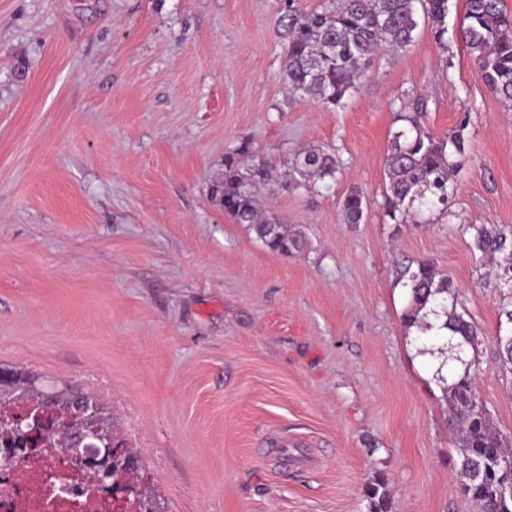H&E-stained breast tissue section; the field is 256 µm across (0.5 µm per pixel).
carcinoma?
I'll return each instance as SVG.
<instances>
[{
  "instance_id": "cac0c4a2",
  "label": "carcinoma",
  "mask_w": 512,
  "mask_h": 512,
  "mask_svg": "<svg viewBox=\"0 0 512 512\" xmlns=\"http://www.w3.org/2000/svg\"><path fill=\"white\" fill-rule=\"evenodd\" d=\"M462 39L473 57L479 79L504 103L512 104V17L504 12L502 0H465ZM431 26L435 41L444 43L448 0H329V6L305 12L288 5L279 19L285 55L288 92L301 94L326 107H336L358 89L374 56L381 48L400 52L414 41L417 16ZM425 103L415 99L401 105L396 120L405 123L389 140L386 166L388 185L382 208L394 223L404 224L411 212L440 204L448 205L451 176L456 158L465 153L464 126L440 138L423 128L418 120ZM340 162L335 154L311 148L293 163L296 184L308 189H331ZM270 174L267 161L258 158L244 142L224 156V172L210 184L212 198L237 224L252 228L271 251L286 255L302 249V240L288 233L274 217L264 216L257 207L254 186ZM367 209L364 194L349 191L342 202L344 222L359 224ZM474 247L481 256L504 255L512 259V237L502 231L475 228ZM410 300L403 314L409 327L426 334L433 329L430 314L443 315L454 348L480 343L479 330L456 306H448L453 285L438 278L433 263L423 260L407 265L400 273ZM463 370L444 387L448 417L460 448L458 468L460 489L475 505L476 512H512V496L502 489L512 486V469L501 461L512 460V439L497 429L474 388L476 361L458 359ZM0 414L27 419L23 433L0 427V448H16L28 443L32 448H57L69 453L75 434L88 428L99 432L98 445L122 448L130 458H138L128 439L116 430L110 410L94 396L71 384L57 388L55 396L22 389L8 378L0 380ZM127 489L138 492L149 477L142 468L112 473ZM370 512H387L386 479L379 477L366 486Z\"/></svg>"
}]
</instances>
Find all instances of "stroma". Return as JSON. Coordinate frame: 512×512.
I'll return each instance as SVG.
<instances>
[{"label":"stroma","mask_w":512,"mask_h":512,"mask_svg":"<svg viewBox=\"0 0 512 512\" xmlns=\"http://www.w3.org/2000/svg\"><path fill=\"white\" fill-rule=\"evenodd\" d=\"M328 0H0V364L107 399L169 512H475L432 348L405 327L409 262L432 261L484 334L478 400L512 436V374L495 344L512 308L478 226L512 230V106L478 78L449 0L379 52L325 107L289 94L278 20ZM442 137L465 125L447 206L396 224L381 207L388 141L408 96ZM249 142L287 172L336 153L330 192L255 196L304 241L271 252L211 198ZM360 190L361 223L340 201ZM288 438L315 458L297 469ZM388 489L384 477H378L366 486L365 495L370 502V512H388Z\"/></svg>","instance_id":"1"}]
</instances>
